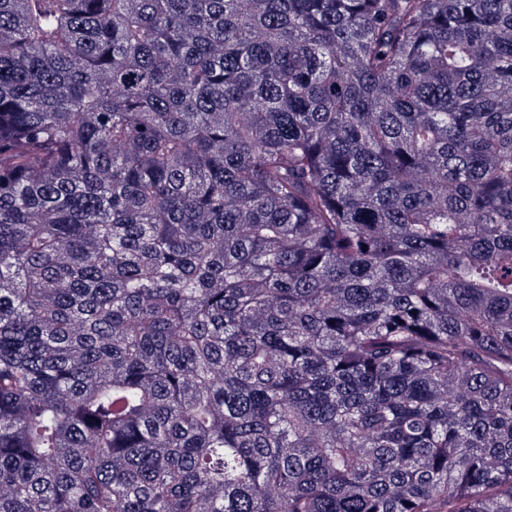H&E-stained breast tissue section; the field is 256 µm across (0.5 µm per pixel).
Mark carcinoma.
Listing matches in <instances>:
<instances>
[{"instance_id":"1","label":"carcinoma","mask_w":512,"mask_h":512,"mask_svg":"<svg viewBox=\"0 0 512 512\" xmlns=\"http://www.w3.org/2000/svg\"><path fill=\"white\" fill-rule=\"evenodd\" d=\"M0 512H512V0H0Z\"/></svg>"}]
</instances>
